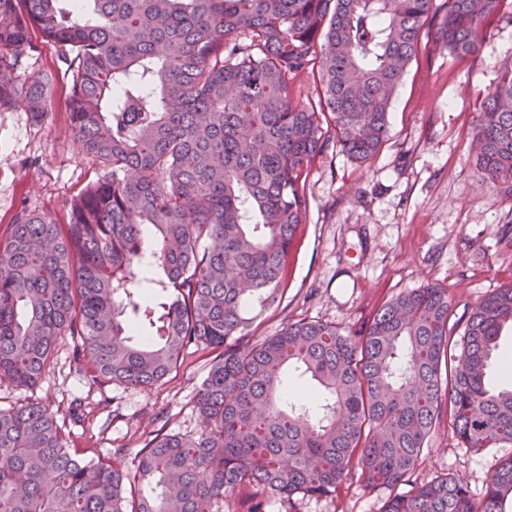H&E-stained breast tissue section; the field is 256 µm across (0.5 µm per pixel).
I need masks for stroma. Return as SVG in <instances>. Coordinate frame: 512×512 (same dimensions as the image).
<instances>
[{
  "instance_id": "1",
  "label": "stroma",
  "mask_w": 512,
  "mask_h": 512,
  "mask_svg": "<svg viewBox=\"0 0 512 512\" xmlns=\"http://www.w3.org/2000/svg\"><path fill=\"white\" fill-rule=\"evenodd\" d=\"M512 61V19L491 22L480 51L463 60L434 48L431 31L397 90L389 133L379 153L356 162L336 145L316 156L301 178L307 199L282 294L262 308L245 306L252 340L286 324L319 320L358 332L384 303L436 284L451 300L449 324L462 333L466 315L490 290L512 284V203L481 184L471 139L484 96L502 65ZM20 78L53 77L48 110L33 120L23 105L0 111V236L23 212L68 223L73 201L102 174L82 153L70 123L72 76L57 48L31 30ZM73 341L63 337L39 383L31 389L0 384V409L26 402L49 406L69 447L94 458L125 448L136 453L156 434L193 435L202 428L194 406L212 353L189 351L177 372L148 389L95 383L76 372ZM512 446L468 448L441 415L402 491L451 476L482 499L497 465ZM389 492L352 473L332 495L297 501L298 512H382Z\"/></svg>"
}]
</instances>
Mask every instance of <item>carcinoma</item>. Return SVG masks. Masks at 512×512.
<instances>
[{
  "instance_id": "1",
  "label": "carcinoma",
  "mask_w": 512,
  "mask_h": 512,
  "mask_svg": "<svg viewBox=\"0 0 512 512\" xmlns=\"http://www.w3.org/2000/svg\"><path fill=\"white\" fill-rule=\"evenodd\" d=\"M500 16L512 0H447L441 16L434 0H0V110L21 98L47 112L49 77L17 74L36 27L73 71L74 138L108 170L69 223L29 214L0 237V382L35 385L67 335L78 371L127 388L192 347L215 353L194 397L203 428L156 435L131 470L123 448L72 451L47 406L1 409L0 512H219L254 487L246 512H263L265 494L325 497L355 469L392 491L383 512H504L512 458L479 502L448 477L395 489L445 408L465 447L512 446V382L489 384L512 284L471 309L457 354L436 285L389 300L359 335L300 320L249 343L243 312L279 300L300 177L326 134L372 159L422 29L464 59ZM316 59L318 112L289 88ZM473 142L480 179L512 201V62ZM291 368L315 382L316 407L285 390Z\"/></svg>"
}]
</instances>
